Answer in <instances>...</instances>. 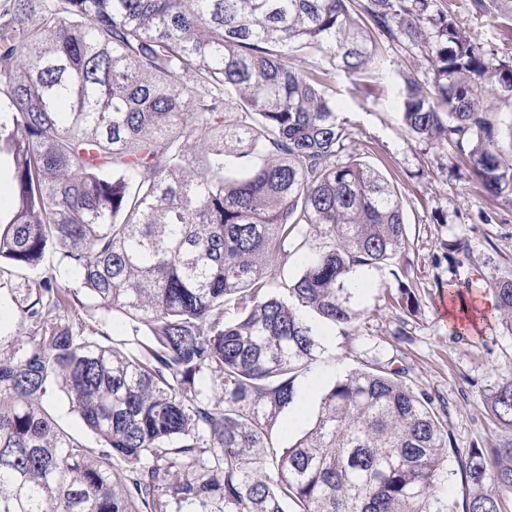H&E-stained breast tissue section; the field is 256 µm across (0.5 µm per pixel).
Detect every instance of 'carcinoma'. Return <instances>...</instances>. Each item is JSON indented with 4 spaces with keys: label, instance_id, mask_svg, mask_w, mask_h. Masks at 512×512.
<instances>
[{
    "label": "carcinoma",
    "instance_id": "carcinoma-1",
    "mask_svg": "<svg viewBox=\"0 0 512 512\" xmlns=\"http://www.w3.org/2000/svg\"><path fill=\"white\" fill-rule=\"evenodd\" d=\"M476 3L512 23V0ZM379 40L431 63L429 81L401 75L407 131L468 148L483 189L511 201L512 124L489 112L512 102V61L432 0H0V165L14 200L0 261L22 270L51 251L76 277L11 289L0 512H454L438 497L451 457L462 512H504L512 377L488 397L509 431L491 449L448 446L408 368L379 360L338 379L294 443L276 451L266 437L320 325L361 316L353 271L406 247L395 187L336 162L347 121L292 63L355 75ZM305 225L322 227L318 240ZM290 246L302 269L283 286ZM493 292L512 332V276ZM116 313L144 327L145 350L102 341ZM55 388L105 442L98 455L44 410ZM114 458L128 480L113 479Z\"/></svg>",
    "mask_w": 512,
    "mask_h": 512
}]
</instances>
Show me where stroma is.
I'll list each match as a JSON object with an SVG mask.
<instances>
[{"mask_svg":"<svg viewBox=\"0 0 512 512\" xmlns=\"http://www.w3.org/2000/svg\"><path fill=\"white\" fill-rule=\"evenodd\" d=\"M435 6L453 9L473 42L495 49L499 58L512 57V29L497 14L476 10L473 0H436ZM403 71L423 81L432 77L426 55L398 46L383 49L375 68L355 76L324 68L322 91L342 104L343 116L353 124L337 160L369 164L398 188L406 250L396 265L362 269L365 286L354 299L362 315L349 333L322 326L317 358L295 381L298 412L283 411L269 427L274 447H288L310 428L322 396L336 380L363 364L389 358L408 367L410 385L429 394L434 408H446L452 445L491 446L501 434L490 421L486 397L512 375V333L492 319L455 334L442 297L450 279H468L477 306L486 311L493 307L494 282L512 274V201L488 196L470 177L458 149L408 133L398 108ZM457 243L467 254L455 265L447 255ZM52 277L61 285L70 283L51 253L36 267L0 275V334L10 336L18 329L11 289L35 287ZM400 288L416 303L406 317L388 301L389 293ZM45 408L91 451L101 449V440L70 410L61 392H54Z\"/></svg>","mask_w":512,"mask_h":512,"instance_id":"stroma-1","label":"stroma"}]
</instances>
